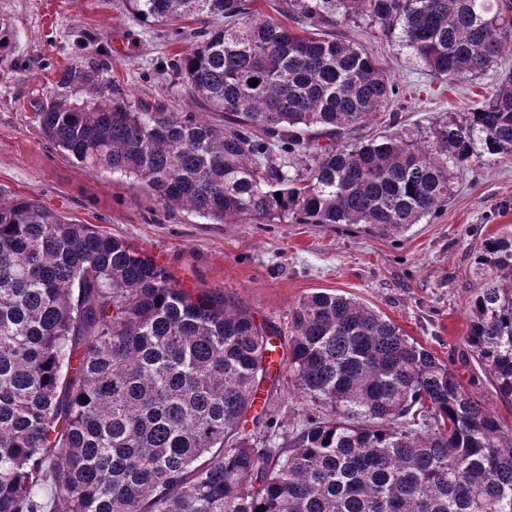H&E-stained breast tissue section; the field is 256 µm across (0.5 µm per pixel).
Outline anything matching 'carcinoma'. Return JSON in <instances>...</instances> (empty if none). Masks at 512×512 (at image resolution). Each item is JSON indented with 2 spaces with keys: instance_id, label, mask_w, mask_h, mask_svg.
<instances>
[{
  "instance_id": "carcinoma-1",
  "label": "carcinoma",
  "mask_w": 512,
  "mask_h": 512,
  "mask_svg": "<svg viewBox=\"0 0 512 512\" xmlns=\"http://www.w3.org/2000/svg\"><path fill=\"white\" fill-rule=\"evenodd\" d=\"M256 2L125 0L168 40H194L165 67L220 120L133 104L95 60L59 71L37 109L44 136L219 224L378 236L437 216L470 164L512 158V74L424 142H351L398 89L335 34L358 21L396 33L458 82L498 64L512 0H265L283 22ZM189 17L208 23L178 25ZM475 264L485 283L465 343L511 399L512 230L484 239ZM290 335L288 372L328 414L306 418L292 448H260L242 422L271 332L224 290L189 291L127 241L0 194V512H512V433L395 323L316 292Z\"/></svg>"
}]
</instances>
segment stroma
Returning a JSON list of instances; mask_svg holds the SVG:
<instances>
[{"label": "stroma", "mask_w": 512, "mask_h": 512, "mask_svg": "<svg viewBox=\"0 0 512 512\" xmlns=\"http://www.w3.org/2000/svg\"><path fill=\"white\" fill-rule=\"evenodd\" d=\"M1 26L11 31L12 43L0 61V193L33 197L126 240L184 288L224 290L257 323L277 330L274 342L283 358L290 312L300 299L319 291L357 299L448 364L504 427H512V399L496 394L465 344L468 306L484 283L473 254L482 239L512 229V160L466 170L437 217L397 236L343 224H217L167 208L122 175L77 165L36 121L58 70L96 57L108 66L104 79L129 100L195 110L164 67V56L177 50L165 39L166 25L135 21L125 0H0ZM348 35L400 88L388 110L361 130L365 139L397 129L423 133L490 96L512 73L507 51L488 74L451 84L398 39L364 24L349 26ZM261 395L270 421L246 423L245 430L269 448L288 447L293 425L322 412L298 391L284 362L270 370Z\"/></svg>", "instance_id": "stroma-1"}]
</instances>
